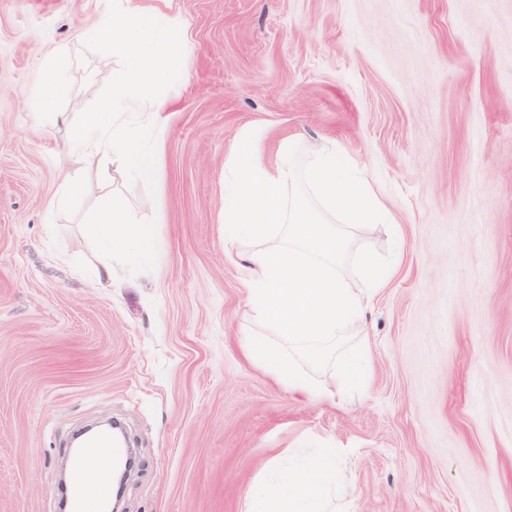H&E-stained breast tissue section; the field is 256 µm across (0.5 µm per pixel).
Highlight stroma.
Returning a JSON list of instances; mask_svg holds the SVG:
<instances>
[{
	"instance_id": "stroma-1",
	"label": "stroma",
	"mask_w": 512,
	"mask_h": 512,
	"mask_svg": "<svg viewBox=\"0 0 512 512\" xmlns=\"http://www.w3.org/2000/svg\"><path fill=\"white\" fill-rule=\"evenodd\" d=\"M137 2L180 27L187 63L136 115L156 128L152 195L71 137L120 69L77 37L108 0H0V512H58L72 431L107 416L136 455L125 512H247L318 448L340 464L336 512H512V0ZM49 74L63 92L42 110ZM250 129L271 166L283 144H334L401 229L350 336L363 387L332 404L242 349L224 191ZM107 195L163 249L102 252Z\"/></svg>"
}]
</instances>
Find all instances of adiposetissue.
I'll list each match as a JSON object with an SVG mask.
<instances>
[{"mask_svg": "<svg viewBox=\"0 0 512 512\" xmlns=\"http://www.w3.org/2000/svg\"><path fill=\"white\" fill-rule=\"evenodd\" d=\"M89 232L106 252L130 241L145 247L154 244L149 228L133 224L123 205L111 197L99 207ZM331 459L327 453L310 462L308 468L289 472L287 488L257 486L250 495L247 512H330L336 491L330 480Z\"/></svg>", "mask_w": 512, "mask_h": 512, "instance_id": "obj_1", "label": "adipose tissue"}]
</instances>
